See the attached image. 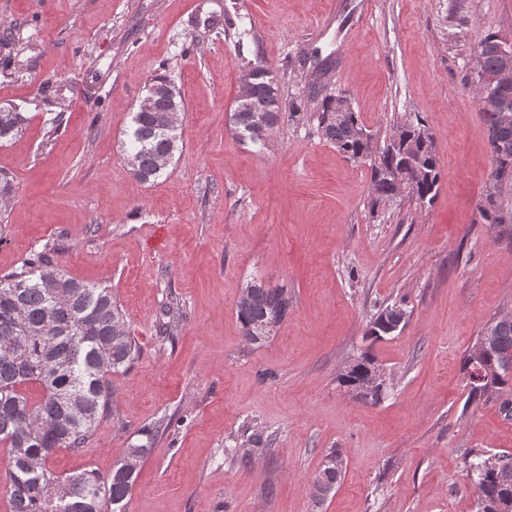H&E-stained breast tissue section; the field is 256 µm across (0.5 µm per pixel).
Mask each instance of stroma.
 <instances>
[{
	"label": "stroma",
	"instance_id": "obj_1",
	"mask_svg": "<svg viewBox=\"0 0 512 512\" xmlns=\"http://www.w3.org/2000/svg\"><path fill=\"white\" fill-rule=\"evenodd\" d=\"M0 0V105L30 122L0 143L12 192L0 202V274L55 250L70 277L111 289L141 348L114 375V417L51 469L111 471L139 430L166 422L126 512H476L468 450L512 454L499 400L468 397L462 361L484 325L512 312V230L478 211L492 171L471 89L479 41L512 40V0ZM250 30L236 50L224 20ZM330 59L321 83L346 91L375 142L420 117L441 170L433 206L372 208L368 161H351L307 122L281 116L264 147L228 117L243 57L261 52L284 95ZM182 92L183 148L142 184L124 152L155 75ZM287 288L293 307L261 347L237 318L241 288ZM405 301L401 333L373 341L380 307ZM183 317L158 332L168 302ZM370 352L388 375L379 402L339 387ZM271 452L224 459L243 422ZM344 469L323 505L309 493L325 456Z\"/></svg>",
	"mask_w": 512,
	"mask_h": 512
}]
</instances>
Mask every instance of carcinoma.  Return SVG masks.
<instances>
[{"label":"carcinoma","instance_id":"obj_1","mask_svg":"<svg viewBox=\"0 0 512 512\" xmlns=\"http://www.w3.org/2000/svg\"><path fill=\"white\" fill-rule=\"evenodd\" d=\"M499 35H486L477 55L481 70L490 76L502 61ZM256 73L250 101L237 102L229 116L233 134L263 145L281 114L316 123V132L348 159H370L368 186L372 207L388 200L400 202L392 173L403 171L417 180L409 198L431 206L438 194L441 172L436 144L420 118L405 117L381 147L372 136L361 138L364 128L357 112L334 113L338 91L318 88L307 109L302 97L286 101L276 89L277 76L260 53L247 62ZM483 90L492 104L480 105L493 158V171L479 203L483 223L492 229L512 224V85L486 83ZM185 109L180 93L154 99L153 111L135 112L127 133L125 154L134 160L133 177L140 183L160 178L165 161L173 160L182 142L176 124L166 113ZM29 118L12 107H0V140L22 133ZM244 305L237 307L244 340L262 346L269 336L259 332L265 323L279 324L288 317L291 298L284 288L268 287L258 279L246 282ZM411 311L405 302L387 305L369 322L366 336L376 340L402 331ZM180 319L177 307L166 306L159 319V333L174 335ZM493 349L481 358L468 350L463 373L471 398L499 397L512 382V315L489 320ZM139 356L135 337L127 329L123 310L112 291L77 281L56 267L50 252H32L21 267L0 275V446L8 448V497L10 512H125L140 462L150 453L158 430L144 428L145 441L126 448L123 459L106 475L83 470L66 476L48 467L49 459L64 448L79 451L95 428L112 415V375L128 370ZM374 363L361 360L337 375L339 385L357 396L363 373ZM490 376L486 380L479 371ZM245 443L269 450L272 438L245 426ZM487 454L470 450L464 470L477 487V512H512V455L503 454L504 467L487 470ZM344 460L336 450L325 456L322 470L310 493L317 504L336 489Z\"/></svg>","mask_w":512,"mask_h":512}]
</instances>
